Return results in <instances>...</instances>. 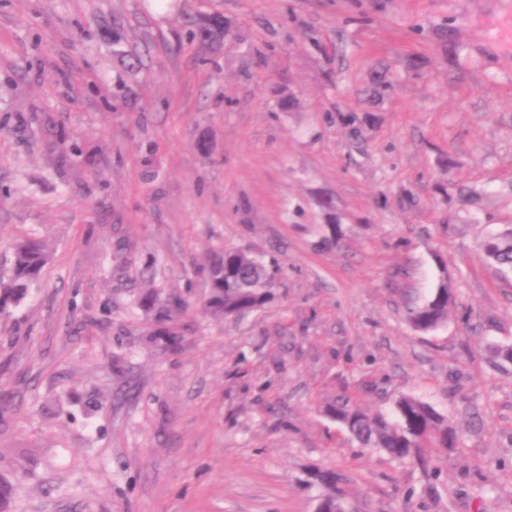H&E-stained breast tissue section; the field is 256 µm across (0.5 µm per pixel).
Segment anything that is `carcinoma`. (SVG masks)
<instances>
[{"instance_id": "carcinoma-1", "label": "carcinoma", "mask_w": 512, "mask_h": 512, "mask_svg": "<svg viewBox=\"0 0 512 512\" xmlns=\"http://www.w3.org/2000/svg\"><path fill=\"white\" fill-rule=\"evenodd\" d=\"M199 33V48L217 53L224 49V18L197 15L191 20ZM487 259L501 269L512 270V228L487 236L482 242ZM50 257L47 241L30 235L13 245L9 273L0 271V315L21 304L31 283L41 279ZM279 273L275 259L248 248H226L212 255L207 266L210 288L202 311L212 317H225L231 312L249 313L266 305L272 298L271 288ZM457 301L450 280L443 281L425 302L408 307L407 319L419 331H431L448 320ZM139 305L154 313L160 331L151 333L148 341L162 336L164 344H176L173 325L185 302L175 296L162 298L147 291ZM322 414L340 423L361 446L378 448L394 459H412L428 469L442 450L458 444L456 428L448 417L431 404L411 395L398 397L387 411L370 412L348 398L334 400L324 406Z\"/></svg>"}]
</instances>
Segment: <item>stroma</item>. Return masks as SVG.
Segmentation results:
<instances>
[{"label":"stroma","mask_w":512,"mask_h":512,"mask_svg":"<svg viewBox=\"0 0 512 512\" xmlns=\"http://www.w3.org/2000/svg\"><path fill=\"white\" fill-rule=\"evenodd\" d=\"M510 226L512 0H0V264L52 252L0 317L9 512H315L328 476L348 512H512V272L480 248ZM232 246L277 297L216 320ZM147 268L188 301L177 348L146 341ZM402 394L459 430L436 469L320 412ZM199 33V48L204 52L217 53L224 49L226 30L224 18L218 15H197L191 20ZM456 301V289L446 278L429 299L422 304L408 307V322L419 331L434 330L448 320V315L456 305Z\"/></svg>","instance_id":"35a3bbf8"}]
</instances>
